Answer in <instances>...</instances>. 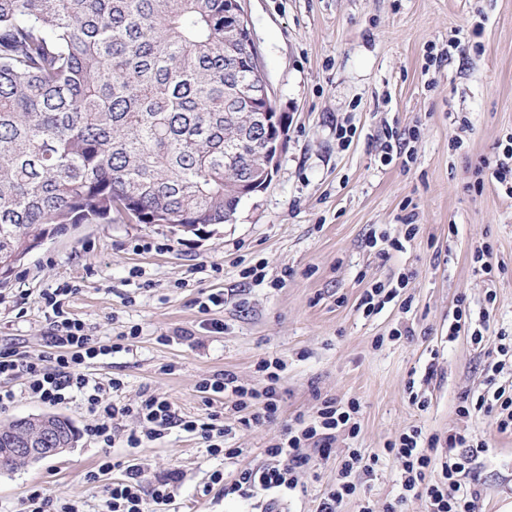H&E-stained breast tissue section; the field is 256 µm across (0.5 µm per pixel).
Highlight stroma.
<instances>
[{
	"label": "stroma",
	"instance_id": "stroma-1",
	"mask_svg": "<svg viewBox=\"0 0 512 512\" xmlns=\"http://www.w3.org/2000/svg\"><path fill=\"white\" fill-rule=\"evenodd\" d=\"M252 35L276 110L284 120L277 171L270 185L240 205L235 221L185 233L170 224H141L113 212L108 224H71L48 236L0 288V345L16 344L30 357L48 355L54 328L43 291L75 287L65 301L88 334L107 342L137 328L130 349L89 368L123 387L106 398L135 404L143 395L167 398L181 414L207 421L223 410L235 459L211 455L197 433L177 429L130 449L101 447L83 429L81 397L48 407L21 379L0 380L14 402L0 423L49 411L69 419L77 441L65 453L0 474V512H19L36 485L81 512H104L105 489L126 466L147 481L175 473L174 500L162 512H261V499L225 495L213 472L232 480L265 461L264 450L296 417L310 415L317 396L360 405L357 436L339 435L337 450L379 455L372 476L355 475L357 491L341 512H374L400 493L402 463L385 454L409 427L441 438L460 431L488 440L474 465L482 512H498L512 494V436H491V419L457 412L463 394L488 391L487 367L498 361L501 335L512 336V197L474 183L498 142L512 134V0H245ZM482 22L480 45L442 65L426 67L429 46L445 48L449 35ZM469 118V128L453 114ZM415 131L412 156L381 160L384 126ZM355 129L339 143V127ZM414 212L419 231L407 236ZM402 241L381 258L373 236ZM490 245L503 270L496 300L485 301L474 248ZM264 264L266 276L243 278ZM404 290L373 315L360 302L376 284ZM224 302L201 309L207 294ZM471 311L469 330L448 336L457 299ZM222 331H213V323ZM415 331L395 338L400 325ZM480 338H473V331ZM283 359L277 424L247 428L224 398L207 400L203 379L221 372L263 390L261 360ZM428 402L412 405L411 393ZM115 467L86 479L102 460ZM337 458L313 456L281 512H317L337 477Z\"/></svg>",
	"mask_w": 512,
	"mask_h": 512
}]
</instances>
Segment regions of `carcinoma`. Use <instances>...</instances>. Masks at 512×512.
Returning a JSON list of instances; mask_svg holds the SVG:
<instances>
[{
    "label": "carcinoma",
    "instance_id": "carcinoma-1",
    "mask_svg": "<svg viewBox=\"0 0 512 512\" xmlns=\"http://www.w3.org/2000/svg\"><path fill=\"white\" fill-rule=\"evenodd\" d=\"M226 0H0V288L69 224H222L261 177Z\"/></svg>",
    "mask_w": 512,
    "mask_h": 512
}]
</instances>
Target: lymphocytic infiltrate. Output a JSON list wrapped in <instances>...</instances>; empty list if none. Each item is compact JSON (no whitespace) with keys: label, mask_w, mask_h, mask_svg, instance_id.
<instances>
[{"label":"lymphocytic infiltrate","mask_w":512,"mask_h":512,"mask_svg":"<svg viewBox=\"0 0 512 512\" xmlns=\"http://www.w3.org/2000/svg\"><path fill=\"white\" fill-rule=\"evenodd\" d=\"M72 293V288L66 285L47 289L42 294L45 307L51 308L60 320L48 340L53 355L32 358L19 347L1 346L0 378L22 377L26 390L49 406L67 403L72 394H80L91 418L84 432L106 448L114 447L119 439L126 447L138 448L143 442L160 438L166 430L178 428L188 433H201L212 454L228 459L239 456V449L224 445L228 433L224 425L198 423L177 412L166 398L150 394L133 407L104 401L107 391L121 389L122 380L112 378L101 382L87 374L86 367L98 357L126 350L129 336L119 334L116 341L107 344L88 336L81 321L64 314L63 299ZM282 368V362L277 359L259 363L258 370L266 374L268 381L260 392L239 384L228 374L202 380L200 389L230 399L233 408L241 414L242 426H265L280 415L278 382ZM359 409V403L354 401L343 404L333 398L321 399L314 416L297 418L284 438L266 448L268 465L244 469L230 482L225 481L223 473L217 472L213 475L214 483L223 484L225 495L251 499L264 492L269 494L270 504H277L279 495L297 489L298 476L309 466L312 454L330 457L338 433L351 436L357 433ZM476 412L494 415L497 433L512 435V392L499 388L489 397L462 395L459 415L467 417ZM128 418L135 419L137 425L122 430L121 424ZM438 444L437 437L425 435L416 426L389 443L388 454L400 459L403 469L402 491L395 502L387 505L386 512H405L409 503L419 498L426 500L428 512H477L481 494L476 485L462 484L459 476L468 470L478 452V443L459 433L449 434L448 453L441 458L432 454ZM434 465L440 467L441 478L430 482L426 472ZM359 471L370 474L374 468L365 462L359 449H348L338 465L336 482L320 499L318 512H339L343 501L356 492L352 476ZM178 480V475L170 474L150 483L141 469L128 468L123 479L113 482L107 489L106 512H153L154 507L168 504L174 498Z\"/></svg>","instance_id":"lymphocytic-infiltrate-1"}]
</instances>
